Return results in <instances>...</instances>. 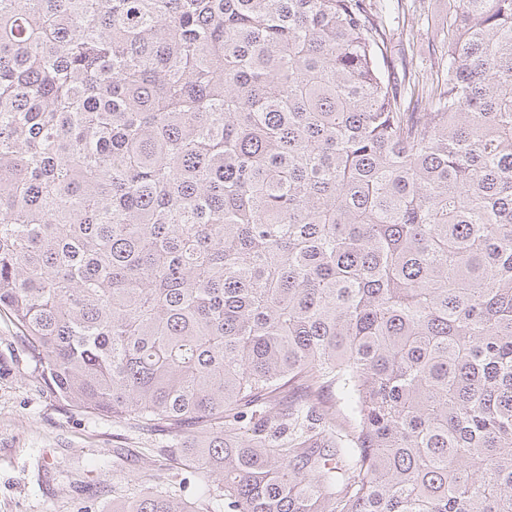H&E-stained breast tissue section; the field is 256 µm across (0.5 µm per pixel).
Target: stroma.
Listing matches in <instances>:
<instances>
[{
	"mask_svg": "<svg viewBox=\"0 0 512 512\" xmlns=\"http://www.w3.org/2000/svg\"><path fill=\"white\" fill-rule=\"evenodd\" d=\"M448 0H401L387 18L388 53L429 68ZM166 432L115 422L53 397L18 330L0 317V512H112V499L158 484L193 506L204 485L172 466Z\"/></svg>",
	"mask_w": 512,
	"mask_h": 512,
	"instance_id": "35a3bbf8",
	"label": "stroma"
}]
</instances>
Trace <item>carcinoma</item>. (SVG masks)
Instances as JSON below:
<instances>
[{
	"mask_svg": "<svg viewBox=\"0 0 512 512\" xmlns=\"http://www.w3.org/2000/svg\"><path fill=\"white\" fill-rule=\"evenodd\" d=\"M394 67L369 0H0V314L224 512H512V0ZM306 391L303 386L288 387L281 389L273 397H261L253 403V409L278 410L281 408H294L304 404Z\"/></svg>",
	"mask_w": 512,
	"mask_h": 512,
	"instance_id": "obj_1",
	"label": "carcinoma"
}]
</instances>
